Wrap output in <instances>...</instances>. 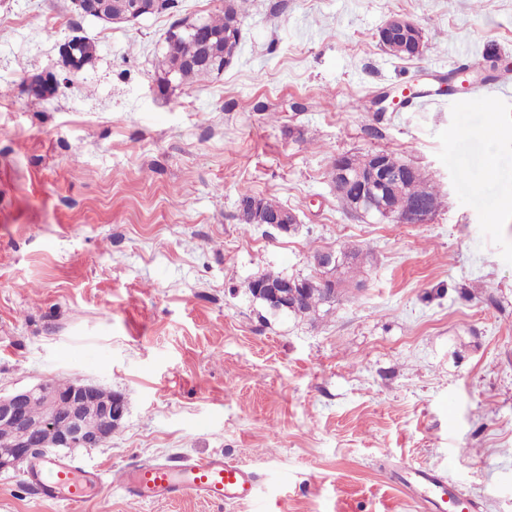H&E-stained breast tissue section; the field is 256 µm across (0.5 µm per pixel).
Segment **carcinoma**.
Returning a JSON list of instances; mask_svg holds the SVG:
<instances>
[{
	"label": "carcinoma",
	"instance_id": "obj_1",
	"mask_svg": "<svg viewBox=\"0 0 512 512\" xmlns=\"http://www.w3.org/2000/svg\"><path fill=\"white\" fill-rule=\"evenodd\" d=\"M248 0H224L220 14L200 19L211 34L217 36L210 44L204 45L197 38H190L185 25L189 19L184 17L173 21L165 33L162 60L157 75L159 92L167 93L170 89L218 75L234 59L241 37V29L232 26V21L241 19L244 5ZM106 4L105 12H128L133 8V0H95L85 16L98 18L94 9ZM395 202L405 212L416 200L429 201L434 209L442 205L441 197L435 186L422 171L403 181L395 189ZM339 261L336 263V283H322L310 278L306 301L301 304L298 316L315 315L323 307H332L350 287L361 285L357 275L365 264L363 252L353 246L344 245L336 250Z\"/></svg>",
	"mask_w": 512,
	"mask_h": 512
}]
</instances>
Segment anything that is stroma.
Returning a JSON list of instances; mask_svg holds the SVG:
<instances>
[{"instance_id":"35a3bbf8","label":"stroma","mask_w":512,"mask_h":512,"mask_svg":"<svg viewBox=\"0 0 512 512\" xmlns=\"http://www.w3.org/2000/svg\"><path fill=\"white\" fill-rule=\"evenodd\" d=\"M397 14L421 26V58L380 46ZM173 18L0 0V395L54 376L121 393L108 442L59 458L114 472L221 455L261 476L259 499L137 503L108 485L44 503L21 467L0 474V512H423L400 481L419 467L467 512H512V0H249L224 72L163 95ZM76 35L93 64L28 98L24 78L60 71ZM490 43L496 82L439 87ZM389 88L420 97L373 125ZM380 151L439 190L431 223L343 211L332 159ZM245 192L298 230L242 227ZM342 245L367 253L363 285L328 315L249 294Z\"/></svg>"}]
</instances>
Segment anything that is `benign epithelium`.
<instances>
[{"mask_svg":"<svg viewBox=\"0 0 512 512\" xmlns=\"http://www.w3.org/2000/svg\"><path fill=\"white\" fill-rule=\"evenodd\" d=\"M380 43L390 50L406 52L410 58L423 55L425 41L422 28L411 18L393 16L389 18L378 32ZM79 39L70 38L59 45V56L62 67L73 72L86 67V62L78 54ZM487 64L476 69L470 76V84L482 81V74L494 70L500 62V54L494 45L486 48ZM57 84H46L39 76H31L26 81V90L32 96L50 97L56 93ZM371 164L357 178H350L343 158L338 156L330 166V176L350 182L352 193L347 210L363 216H373L381 221L398 224H427L435 215L432 206L419 202L411 206L408 213L395 211L390 203L388 188L393 182L403 180L413 173V165L407 162L396 168H387L380 160V154L369 155ZM265 223L274 226L282 233L288 232L294 223V213L285 211L265 217ZM306 284L297 279L284 283L257 288L261 295L280 307L294 308L305 295ZM97 385L77 380L66 394L69 407L59 412L56 402L59 394L43 383L14 391L7 396H0V420L13 427H23L30 433L29 440L14 444L17 448L11 459L0 460V472L17 469L20 465L46 456L54 449L96 448L104 445L112 437L113 426L122 422L126 408L116 405H96L95 394ZM39 396L44 402V413L41 419L30 417L27 406L29 401ZM54 438L56 448L43 446V437Z\"/></svg>","mask_w":512,"mask_h":512,"instance_id":"benign-epithelium-1","label":"benign epithelium"}]
</instances>
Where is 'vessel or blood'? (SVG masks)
<instances>
[{"label":"vessel or blood","mask_w":512,"mask_h":512,"mask_svg":"<svg viewBox=\"0 0 512 512\" xmlns=\"http://www.w3.org/2000/svg\"><path fill=\"white\" fill-rule=\"evenodd\" d=\"M28 483L41 500L78 505L102 486L103 475L94 469L75 468L57 457H46L31 466ZM120 484L126 496L142 502L175 501L195 494L224 503L255 500L260 477L252 469L210 456L188 458L175 466L157 462L131 466L121 473ZM408 484L429 490L430 512H448L449 502L456 499L452 484L430 470L412 471Z\"/></svg>","instance_id":"b4317fda"}]
</instances>
